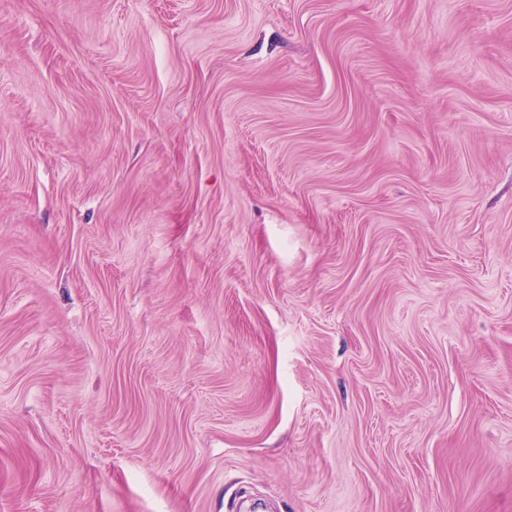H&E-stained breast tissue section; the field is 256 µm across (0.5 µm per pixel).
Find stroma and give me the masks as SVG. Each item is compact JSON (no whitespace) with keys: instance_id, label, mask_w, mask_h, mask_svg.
<instances>
[{"instance_id":"35a3bbf8","label":"stroma","mask_w":512,"mask_h":512,"mask_svg":"<svg viewBox=\"0 0 512 512\" xmlns=\"http://www.w3.org/2000/svg\"><path fill=\"white\" fill-rule=\"evenodd\" d=\"M0 512H512V0H0Z\"/></svg>"}]
</instances>
